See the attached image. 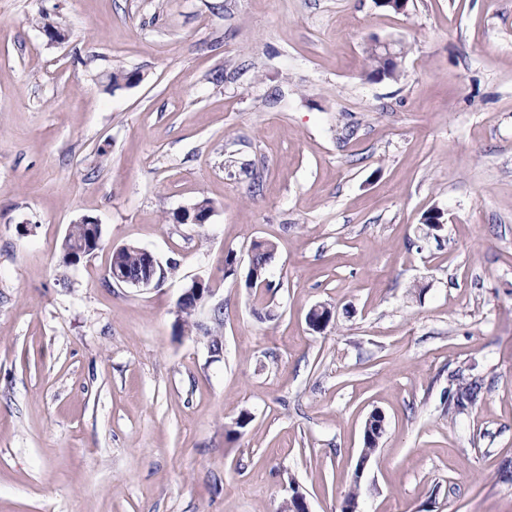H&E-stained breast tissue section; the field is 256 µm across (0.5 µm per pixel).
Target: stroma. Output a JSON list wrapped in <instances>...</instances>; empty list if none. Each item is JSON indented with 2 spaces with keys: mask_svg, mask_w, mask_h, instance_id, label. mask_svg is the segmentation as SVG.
Segmentation results:
<instances>
[{
  "mask_svg": "<svg viewBox=\"0 0 512 512\" xmlns=\"http://www.w3.org/2000/svg\"><path fill=\"white\" fill-rule=\"evenodd\" d=\"M85 216L100 247L64 265ZM123 245L159 285L109 281ZM195 278L223 321L184 334ZM507 461L512 0H0V512H512ZM376 48H378L381 56L377 53V51L370 47L369 60L373 66L372 74L379 79H394L397 77V63L393 64L396 59L402 56V48L398 43L394 42H378L375 43ZM382 57V58H381ZM386 61L393 62L391 65H388ZM275 248L270 242H255L253 243L250 253L248 254L249 271L248 277L252 275L255 277L259 271L261 278L258 277L255 288L263 280L264 272L269 267L270 263L274 259ZM258 276V274H257ZM204 279L196 278L188 283L178 299L177 313L179 317L180 308L184 306L187 302L192 301L195 309L190 305L186 304L185 308L182 312V322L180 323V328L182 332L191 331L196 328V324L194 322L195 312H197L200 308L204 307L207 302L212 299L214 295L213 288H210L209 283H207V288H198V285H202L204 283Z\"/></svg>",
  "mask_w": 512,
  "mask_h": 512,
  "instance_id": "1",
  "label": "stroma"
}]
</instances>
